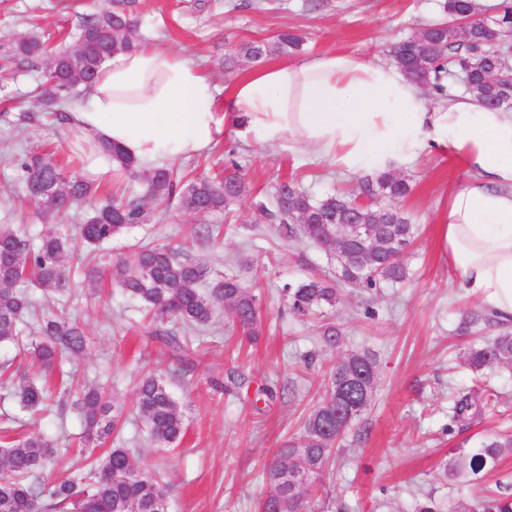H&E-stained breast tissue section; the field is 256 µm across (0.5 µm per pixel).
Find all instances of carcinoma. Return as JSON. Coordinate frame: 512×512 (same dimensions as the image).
<instances>
[{
  "instance_id": "obj_1",
  "label": "carcinoma",
  "mask_w": 512,
  "mask_h": 512,
  "mask_svg": "<svg viewBox=\"0 0 512 512\" xmlns=\"http://www.w3.org/2000/svg\"><path fill=\"white\" fill-rule=\"evenodd\" d=\"M136 22L131 11L118 6L99 9L84 18L77 35L83 46L72 58L53 48L38 35L16 38L0 56V68L17 62L28 63L33 70H43L36 86L38 96L49 107L57 123L69 111L79 89H88L104 62L101 52L110 55L139 46L134 36ZM512 29V5L506 4L493 19L477 20L468 35L438 22L422 27L416 34L418 48L409 40L392 46L393 56L409 55L405 73L424 84L437 97L448 93V78L454 73L468 78L466 92L497 108L512 106L505 98L507 84L495 79L496 72L507 65L512 46L504 41ZM304 37L280 33L272 42L251 43L244 48L257 60L276 52L293 55L300 52ZM53 58V66L47 59ZM115 170L133 175L140 165L112 150ZM20 189L43 224H54L59 210L33 203L32 187H66L80 201L92 196L91 182L53 160L50 153L28 155L21 163ZM145 195L155 205L179 201V206L202 216L219 214L246 195L248 186L235 171L225 170L215 181L206 176L186 178L173 164H162L147 171ZM365 192L373 198L358 203L343 194L315 200L288 180L276 184L270 206L265 208L268 221L280 227L283 235L294 240L305 236L325 250H336V225L356 221L371 224L377 230L379 244L362 251L352 264L357 274L355 285L371 289L382 282L399 283L409 271L400 258L393 256L391 242L409 247L418 233L416 225L392 201L403 200L411 192L408 181L388 172L369 183ZM146 220L145 207L135 201L112 200L95 208L73 233L50 231L34 240L25 232H0V344L20 343L25 327L22 314L33 308L25 288L31 284L54 294L71 288L70 271L64 256L71 240L89 247L111 241L136 224ZM118 285L136 299L146 313L151 338L166 350L184 352L179 331L199 333L219 314L226 315L252 340L259 334L260 311L256 296L235 276L215 271L208 265L181 260L166 246L144 244L134 259L110 269L87 265L84 283L99 286L104 279ZM208 285L203 292L199 285ZM290 312L309 315L321 308L336 306L337 288L324 278H310L282 289ZM495 324V336H481L482 326ZM459 331L474 337L463 353L462 365L476 376L499 365L512 366V329L487 309L467 313ZM320 342L329 349L338 347L342 331L333 323L321 326ZM90 351V338L75 320L62 315L44 316L38 321L37 335L29 337L26 354L32 365L52 370L64 359H77ZM17 397L23 408L37 413L46 410L51 400L50 388L34 378L21 375ZM344 386V400L358 404L367 393L374 394L377 384L376 362L367 353H349L325 371L323 395L305 419L299 436L276 450L266 471L270 491L260 504L261 512H317V492L335 445L343 431L336 428V386ZM75 403L82 414L81 443L98 448L116 430H122L121 415L110 414V396L98 386L82 385L74 389ZM499 396L477 382L460 389L448 412V433L460 432L480 422L498 404ZM135 414L144 423L151 442L160 446L179 445L186 427L183 412L163 379L148 374L137 387ZM512 454V439L487 436L475 448H458L448 465L450 478L474 481L496 469L505 456ZM60 456L53 441L40 434L17 437L4 434L0 440V512H50L57 507L68 512H168L167 486L158 472L137 466L128 448L113 447L101 465L88 473L68 479L53 478ZM448 512H512V494L500 492L471 505L463 500L448 502Z\"/></svg>"
}]
</instances>
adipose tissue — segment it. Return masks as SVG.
<instances>
[{
	"label": "adipose tissue",
	"mask_w": 512,
	"mask_h": 512,
	"mask_svg": "<svg viewBox=\"0 0 512 512\" xmlns=\"http://www.w3.org/2000/svg\"><path fill=\"white\" fill-rule=\"evenodd\" d=\"M67 126L96 144L84 168L97 176L113 168L103 146L150 166L194 155L228 129L371 175L451 153L472 177L448 195L440 250L470 296L512 318V109L454 94L429 105L397 65L336 52L261 65L221 98L190 57L143 45L104 62Z\"/></svg>",
	"instance_id": "adipose-tissue-1"
}]
</instances>
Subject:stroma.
I'll return each mask as SVG.
<instances>
[{
    "mask_svg": "<svg viewBox=\"0 0 512 512\" xmlns=\"http://www.w3.org/2000/svg\"><path fill=\"white\" fill-rule=\"evenodd\" d=\"M228 2L136 0L132 9L143 43L181 49L224 94L256 66L240 54L244 44L288 30L304 36L305 57L346 52L385 61L390 45L440 17L443 0H259V8L233 11ZM99 6L100 0H0V51L29 31L73 46L82 18ZM37 78V72L22 64L0 70V230L24 226L34 235L47 227L31 219L20 197L19 165L26 155L51 148L62 160L74 154L64 125L18 119L22 112L40 109L29 97ZM232 163L249 192L226 216L214 219L175 205L164 210L151 205L146 223L114 238L95 257L107 267L133 258L150 241L236 275L262 311L255 344L246 345L241 331L219 317L194 337L188 356L177 359L145 340L137 302L117 286L92 289L81 284L67 298L29 289L40 314L67 313L91 337L89 354L78 362L77 379L104 388L121 410L125 427L120 437L110 438V445L135 447L140 467L165 472L169 512H257L259 499L269 491L267 462L275 448L299 434L322 394V367L337 358L338 352L318 341L320 326L333 322L344 333L341 350L372 352L378 373L370 405L339 443L324 473L334 504L344 505L346 512H417L428 497L444 512L449 499L474 502L484 489L512 484L511 457L477 484L454 483L444 469L458 445L472 447L481 437L512 432V366L488 374L500 402L482 423L463 433L446 431L451 394L470 382L458 367L464 341L456 328L463 312L479 306L449 271L438 240L437 221L449 192L470 177L463 162L435 152L400 171L412 187L401 207L420 227L417 241L402 256L409 278L372 290L338 283L336 308L307 318L289 312L280 289L313 277L335 281L336 260L306 238L280 236L258 204L270 200L274 185L287 177L312 197L342 191L361 202L367 179L284 144H243L230 130L180 165L196 175L214 176ZM112 193L140 196L142 182L117 176L98 181L94 197L74 203L59 229L83 223ZM308 353L316 356L309 366L303 363ZM149 371L164 378L185 417L186 437L172 449L152 445L135 415V386ZM231 371L246 380L241 394L227 395L212 386ZM16 381L13 375L0 377V427L39 432L53 440L65 451L54 476H70L80 466L67 452L80 432L78 409L69 405L31 414L15 395ZM264 387L274 391L275 399L255 408L254 394Z\"/></svg>",
    "mask_w": 512,
    "mask_h": 512,
    "instance_id": "obj_1",
    "label": "stroma"
}]
</instances>
